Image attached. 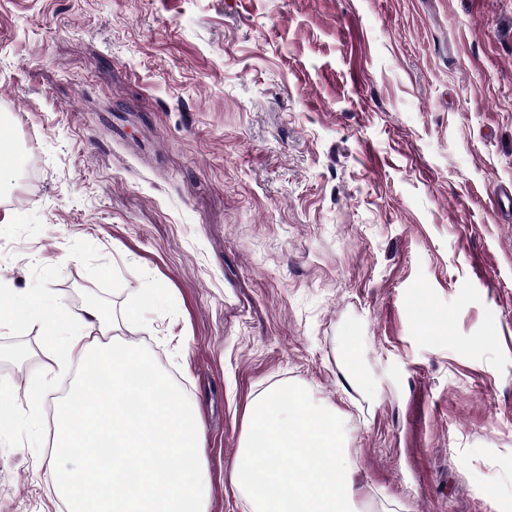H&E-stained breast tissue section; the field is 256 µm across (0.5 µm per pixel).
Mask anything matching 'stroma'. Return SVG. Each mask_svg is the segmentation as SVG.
<instances>
[{
  "label": "stroma",
  "mask_w": 512,
  "mask_h": 512,
  "mask_svg": "<svg viewBox=\"0 0 512 512\" xmlns=\"http://www.w3.org/2000/svg\"><path fill=\"white\" fill-rule=\"evenodd\" d=\"M0 512L51 489L67 330L195 405L207 512L250 403L346 425L357 512H512V0H0Z\"/></svg>",
  "instance_id": "1"
}]
</instances>
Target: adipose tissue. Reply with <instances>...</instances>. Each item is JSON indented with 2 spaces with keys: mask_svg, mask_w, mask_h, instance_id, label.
<instances>
[{
  "mask_svg": "<svg viewBox=\"0 0 512 512\" xmlns=\"http://www.w3.org/2000/svg\"><path fill=\"white\" fill-rule=\"evenodd\" d=\"M111 330L92 302L65 345L92 374L76 379L56 412L53 446L77 457L75 466L52 470L57 497L66 512H204L197 410L164 376L131 387L146 359L114 354Z\"/></svg>",
  "mask_w": 512,
  "mask_h": 512,
  "instance_id": "1",
  "label": "adipose tissue"
}]
</instances>
